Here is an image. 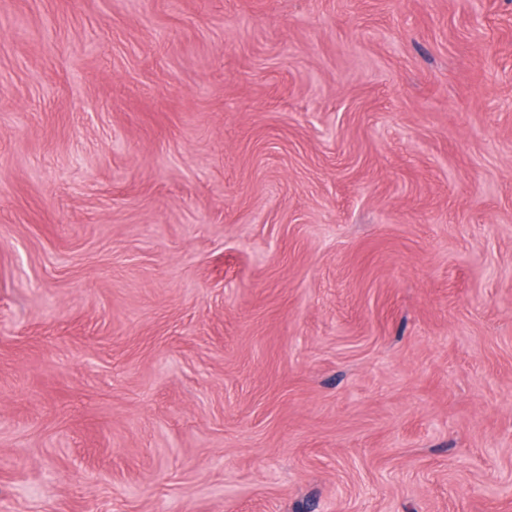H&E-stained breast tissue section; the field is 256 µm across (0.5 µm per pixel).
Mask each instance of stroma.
<instances>
[{
  "instance_id": "obj_1",
  "label": "stroma",
  "mask_w": 512,
  "mask_h": 512,
  "mask_svg": "<svg viewBox=\"0 0 512 512\" xmlns=\"http://www.w3.org/2000/svg\"><path fill=\"white\" fill-rule=\"evenodd\" d=\"M0 512H512V0H0Z\"/></svg>"
}]
</instances>
